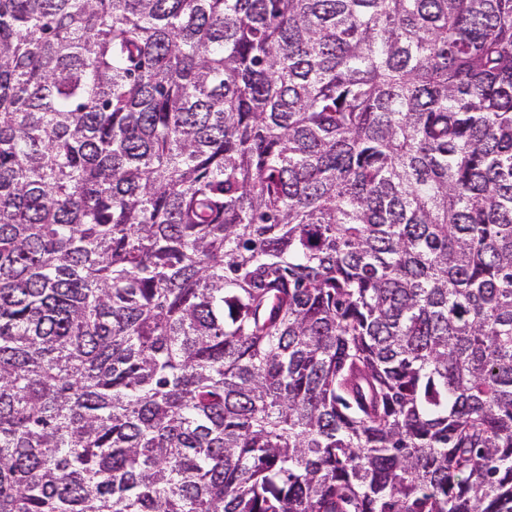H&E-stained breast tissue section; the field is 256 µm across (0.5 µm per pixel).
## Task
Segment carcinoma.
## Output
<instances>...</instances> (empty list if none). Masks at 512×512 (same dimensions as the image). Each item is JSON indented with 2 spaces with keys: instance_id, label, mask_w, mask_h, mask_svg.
<instances>
[{
  "instance_id": "1",
  "label": "carcinoma",
  "mask_w": 512,
  "mask_h": 512,
  "mask_svg": "<svg viewBox=\"0 0 512 512\" xmlns=\"http://www.w3.org/2000/svg\"><path fill=\"white\" fill-rule=\"evenodd\" d=\"M0 512H512V0H0Z\"/></svg>"
}]
</instances>
